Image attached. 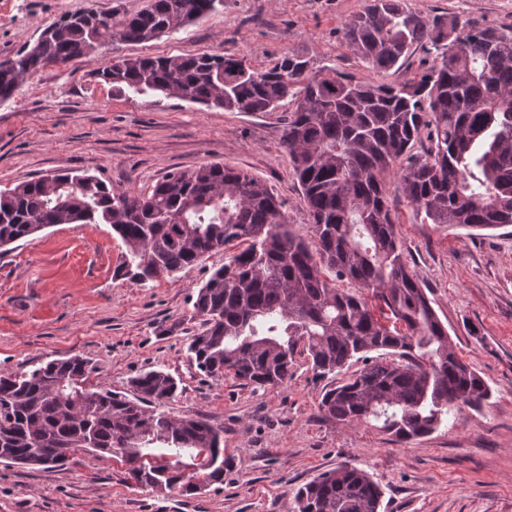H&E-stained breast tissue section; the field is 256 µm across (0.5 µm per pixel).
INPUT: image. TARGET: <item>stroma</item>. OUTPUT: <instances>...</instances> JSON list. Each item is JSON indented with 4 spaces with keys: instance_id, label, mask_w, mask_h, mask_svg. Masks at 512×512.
I'll use <instances>...</instances> for the list:
<instances>
[{
    "instance_id": "obj_1",
    "label": "stroma",
    "mask_w": 512,
    "mask_h": 512,
    "mask_svg": "<svg viewBox=\"0 0 512 512\" xmlns=\"http://www.w3.org/2000/svg\"><path fill=\"white\" fill-rule=\"evenodd\" d=\"M425 18L451 14L512 27V0H405ZM147 0H0V58L33 42L53 20L93 9L131 15ZM365 0H224L208 18L147 43L112 40L94 57L49 66L0 103V189L60 171H86L142 193L167 172L221 163L264 180L290 224L310 234V216L283 144L289 107L249 114L174 97L116 92L98 82L102 63L129 56L196 53L247 56L254 67L295 54L314 68L354 80L399 84L432 67L418 51L397 70L378 72L354 56L343 30ZM386 195L410 269L457 345L489 384L491 399L462 408L454 425L404 444L368 424L324 422L318 404L337 377H316L297 357L286 383L253 390L208 377L187 356L197 286L223 265L216 251L194 267L140 286L115 276L125 246L106 224L58 225L0 254V373L81 355L91 384L123 392L151 369L181 384L167 410L204 416L224 431V480L183 495L129 485L116 459L80 451L67 465L0 462V512H291L294 491L349 464L383 491L380 512H512V226L467 235L422 223L397 175ZM162 326L170 335H159Z\"/></svg>"
}]
</instances>
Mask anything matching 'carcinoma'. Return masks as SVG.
<instances>
[{"label":"carcinoma","mask_w":512,"mask_h":512,"mask_svg":"<svg viewBox=\"0 0 512 512\" xmlns=\"http://www.w3.org/2000/svg\"><path fill=\"white\" fill-rule=\"evenodd\" d=\"M223 0H148L116 20L92 9L65 15L0 59V101L50 66L95 53L119 37L145 43L207 18ZM372 69L399 68L420 48L437 64L412 83L358 82L284 55L258 69L242 56H130L95 77L118 92H156L228 112H274L290 101L284 134L312 235L289 224L263 180L221 163L170 172L131 194L99 177L60 172L0 190V254L57 224H108L126 247L116 275L146 285L237 242L197 289L202 320L187 354L207 376L265 390L286 382L297 348L319 377L362 368L325 391L321 419L370 424L398 443L455 422L492 396L463 362L424 288L409 270L386 198L397 171L424 224L471 230L512 226V28L426 19L404 0H368L344 29ZM427 140L424 155L413 153ZM339 282L356 285L343 289ZM372 295L367 301L363 292ZM95 367L74 355L0 375V460L64 466L82 450L119 457L142 488L196 493L224 481V431L166 407L179 381L153 369L129 393L88 386ZM382 489L339 465L294 496L292 512H379Z\"/></svg>","instance_id":"obj_1"}]
</instances>
